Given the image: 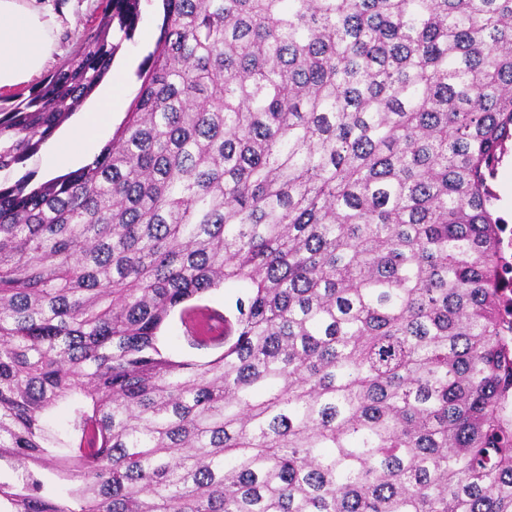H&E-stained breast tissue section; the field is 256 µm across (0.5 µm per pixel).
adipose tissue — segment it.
<instances>
[{
  "label": "adipose tissue",
  "instance_id": "ef3b65f1",
  "mask_svg": "<svg viewBox=\"0 0 512 512\" xmlns=\"http://www.w3.org/2000/svg\"><path fill=\"white\" fill-rule=\"evenodd\" d=\"M55 48L54 26L48 7L36 0H0V89L29 81L38 74ZM112 91L104 89L83 121L55 136L49 145L47 175L95 156L97 128L112 118Z\"/></svg>",
  "mask_w": 512,
  "mask_h": 512
}]
</instances>
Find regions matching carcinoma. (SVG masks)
Segmentation results:
<instances>
[{"label": "carcinoma", "mask_w": 512, "mask_h": 512, "mask_svg": "<svg viewBox=\"0 0 512 512\" xmlns=\"http://www.w3.org/2000/svg\"><path fill=\"white\" fill-rule=\"evenodd\" d=\"M162 2L89 164L11 178L140 0L0 107V512H512V0ZM226 284L223 353L165 356ZM491 186L499 197L497 202L499 215L512 226V151L498 165ZM506 200L509 202L508 206L505 205ZM245 290L232 285L221 286L214 289L203 296L202 299L193 302L199 306H203L208 310H217L225 316L233 318L236 312V301L238 298H244ZM184 325L179 311L170 316L158 333V345L161 351L176 361L204 362L224 351V347L204 349L188 343L184 337Z\"/></svg>", "instance_id": "carcinoma-1"}]
</instances>
